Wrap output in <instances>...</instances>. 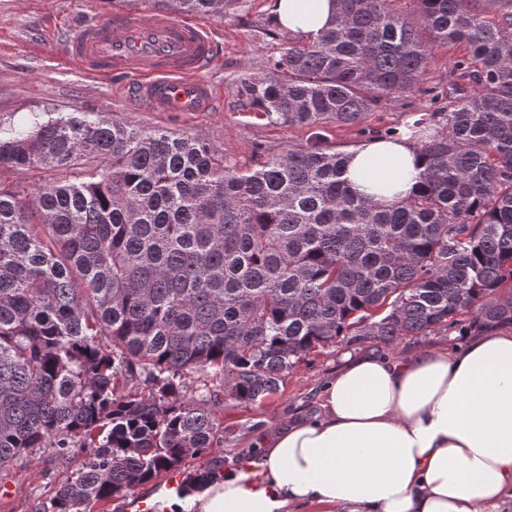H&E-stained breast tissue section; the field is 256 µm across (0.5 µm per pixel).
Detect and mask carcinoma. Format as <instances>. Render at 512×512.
I'll list each match as a JSON object with an SVG mask.
<instances>
[{"label":"carcinoma","mask_w":512,"mask_h":512,"mask_svg":"<svg viewBox=\"0 0 512 512\" xmlns=\"http://www.w3.org/2000/svg\"><path fill=\"white\" fill-rule=\"evenodd\" d=\"M334 2V25L244 75L239 102L274 124H358L466 44L448 111L405 125L423 169L394 203L353 192L347 154L318 135L239 168L205 138L99 112L0 129V172L59 174L0 182V469L83 451L39 512H91L222 447L221 395L274 396L343 336L389 344L467 312L512 325V0ZM197 375L211 386L189 397ZM224 465L213 455L180 494Z\"/></svg>","instance_id":"1"}]
</instances>
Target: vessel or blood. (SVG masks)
Returning a JSON list of instances; mask_svg holds the SVG:
<instances>
[{"label":"vessel or blood","mask_w":512,"mask_h":512,"mask_svg":"<svg viewBox=\"0 0 512 512\" xmlns=\"http://www.w3.org/2000/svg\"><path fill=\"white\" fill-rule=\"evenodd\" d=\"M64 57L93 77L129 75L128 96L151 112H208L215 91L207 26L151 10H118L76 32Z\"/></svg>","instance_id":"obj_1"}]
</instances>
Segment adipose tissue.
I'll use <instances>...</instances> for the list:
<instances>
[{"mask_svg":"<svg viewBox=\"0 0 512 512\" xmlns=\"http://www.w3.org/2000/svg\"><path fill=\"white\" fill-rule=\"evenodd\" d=\"M279 24L315 39L333 0H273ZM345 177L389 202L418 181L415 150L374 137ZM259 480L227 475L198 512H503L512 504V327L403 359L346 358L319 411L260 438Z\"/></svg>","mask_w":512,"mask_h":512,"instance_id":"adipose-tissue-1","label":"adipose tissue"}]
</instances>
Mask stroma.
<instances>
[{
	"label": "stroma",
	"mask_w": 512,
	"mask_h": 512,
	"mask_svg": "<svg viewBox=\"0 0 512 512\" xmlns=\"http://www.w3.org/2000/svg\"><path fill=\"white\" fill-rule=\"evenodd\" d=\"M115 8L114 0H0V126L20 130L44 112L58 116L76 110L101 112L133 127L202 136L223 146L227 162L249 167L261 149L282 153L306 145L318 134L345 152L387 129L400 130L415 119L428 117L447 106L440 92L447 88L455 62L467 54L461 44L439 47L425 76L426 94L392 99L361 124H329L317 133L301 126L271 124L241 107L237 81L260 72L287 47L288 40L271 34L275 27L272 0H239L236 11L204 18L216 45V62L204 76L222 91L217 109L149 112L130 103L115 81L85 76L61 51L62 39ZM467 336V323L462 320L445 330L404 336L389 344L345 338L336 346L310 353L286 377L277 395L248 405L222 399L216 413L224 422V455L239 457L244 466L259 462L261 451L250 448L249 440L292 418L315 414L323 383L335 375L345 356L406 358L422 351L455 348ZM78 464V458L60 459L52 449L43 448L0 469V482L13 486L10 498L0 500V512H37ZM167 486L166 478H158L127 496L96 504L91 512H157L149 501Z\"/></svg>",
	"instance_id": "obj_1"
}]
</instances>
